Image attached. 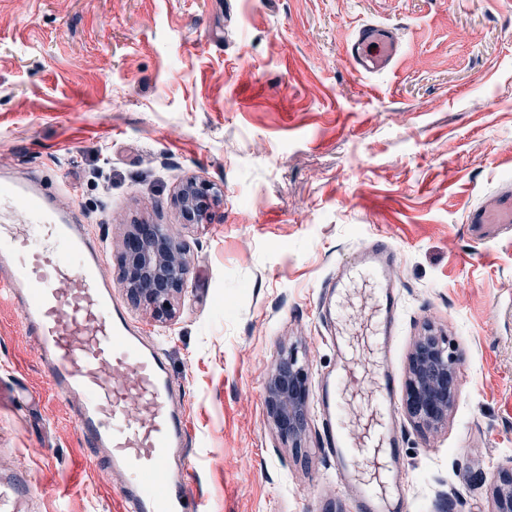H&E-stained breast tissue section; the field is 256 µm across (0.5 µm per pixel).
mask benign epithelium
Wrapping results in <instances>:
<instances>
[{
	"instance_id": "1",
	"label": "benign epithelium",
	"mask_w": 512,
	"mask_h": 512,
	"mask_svg": "<svg viewBox=\"0 0 512 512\" xmlns=\"http://www.w3.org/2000/svg\"><path fill=\"white\" fill-rule=\"evenodd\" d=\"M221 190L190 180L176 203L187 224H204ZM121 283L129 300L153 308L160 318L173 313L172 301L189 277L187 253L162 224H131L123 237ZM458 357L443 336L427 330L416 340L409 359L405 410L419 428L437 430L448 422L457 397ZM266 415L279 438L295 450L306 433L309 408L307 375L292 351H283L265 384ZM489 512H512V458L497 465Z\"/></svg>"
}]
</instances>
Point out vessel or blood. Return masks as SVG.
Returning a JSON list of instances; mask_svg holds the SVG:
<instances>
[{
  "label": "vessel or blood",
  "instance_id": "obj_1",
  "mask_svg": "<svg viewBox=\"0 0 512 512\" xmlns=\"http://www.w3.org/2000/svg\"><path fill=\"white\" fill-rule=\"evenodd\" d=\"M401 51L390 28L369 23L354 34L346 56L364 73L388 68ZM21 209V224L0 225V300L18 312L34 336L55 393L74 405L85 445L116 476L117 512H206L188 461L172 464L187 441L189 420L174 400L159 342H146L121 311L104 273V254L83 225L67 221L57 196L31 182L0 184V207ZM471 224H512V189L471 210ZM396 251L385 237L362 242L343 262L328 293L336 304L348 282H372L380 297L378 348L389 354L396 321L392 277ZM336 366L324 379L320 405L336 464L369 512H401L402 467L395 430V382L380 364L371 410L360 437L342 422L341 392L356 372L349 345L336 337ZM30 482L0 478V512H32Z\"/></svg>",
  "mask_w": 512,
  "mask_h": 512
}]
</instances>
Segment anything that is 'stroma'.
Listing matches in <instances>:
<instances>
[{
	"instance_id": "35a3bbf8",
	"label": "stroma",
	"mask_w": 512,
	"mask_h": 512,
	"mask_svg": "<svg viewBox=\"0 0 512 512\" xmlns=\"http://www.w3.org/2000/svg\"><path fill=\"white\" fill-rule=\"evenodd\" d=\"M371 22L402 46L374 78L345 56ZM1 175L64 195L127 316L164 342L208 512H359L317 407L294 451L267 419L265 381L292 348L317 393L336 364L322 314L336 269L389 235L408 512H488L512 457V224L466 218L512 185V0H0ZM191 179L222 190L209 223L174 204ZM137 222L187 249L171 319L121 285ZM429 324L460 356L434 432L403 407ZM4 375L26 393L0 406V457L29 473L38 512H115L71 407L0 304Z\"/></svg>"
}]
</instances>
